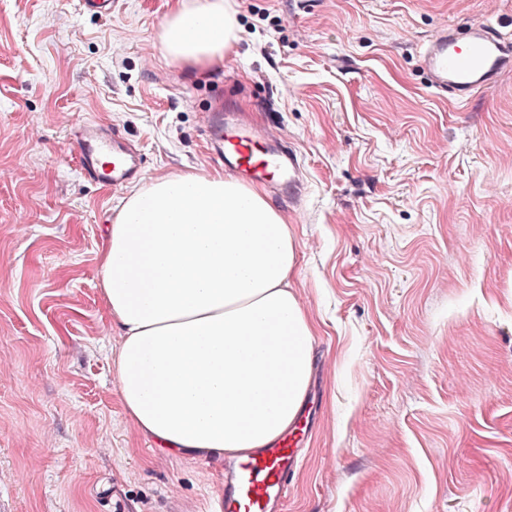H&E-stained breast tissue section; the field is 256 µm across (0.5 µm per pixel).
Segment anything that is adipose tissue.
I'll use <instances>...</instances> for the list:
<instances>
[{
    "label": "adipose tissue",
    "mask_w": 512,
    "mask_h": 512,
    "mask_svg": "<svg viewBox=\"0 0 512 512\" xmlns=\"http://www.w3.org/2000/svg\"><path fill=\"white\" fill-rule=\"evenodd\" d=\"M237 39L230 0H177L160 33L165 59L195 70L223 66ZM98 266L140 435L173 458L244 460L288 433L315 328L288 286V226L261 188L217 171L149 180L106 226Z\"/></svg>",
    "instance_id": "1"
}]
</instances>
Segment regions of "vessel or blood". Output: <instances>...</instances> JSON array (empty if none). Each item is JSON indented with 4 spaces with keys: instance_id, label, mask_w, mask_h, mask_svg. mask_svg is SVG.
<instances>
[{
    "instance_id": "obj_1",
    "label": "vessel or blood",
    "mask_w": 512,
    "mask_h": 512,
    "mask_svg": "<svg viewBox=\"0 0 512 512\" xmlns=\"http://www.w3.org/2000/svg\"><path fill=\"white\" fill-rule=\"evenodd\" d=\"M429 84L458 103L494 84L512 70V44L503 41L485 22L464 29L444 28L421 54ZM224 131V165L246 181H262L282 196L294 199L302 189V169L296 150L283 139L239 121L232 112L217 116ZM81 168L94 181L120 188L143 173V157L116 130L81 121L70 128ZM301 436L292 432L247 461L230 465L221 512H282L290 476L297 464Z\"/></svg>"
}]
</instances>
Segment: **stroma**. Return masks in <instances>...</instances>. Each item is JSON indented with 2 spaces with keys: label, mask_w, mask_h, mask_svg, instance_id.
Listing matches in <instances>:
<instances>
[{
  "label": "stroma",
  "mask_w": 512,
  "mask_h": 512,
  "mask_svg": "<svg viewBox=\"0 0 512 512\" xmlns=\"http://www.w3.org/2000/svg\"><path fill=\"white\" fill-rule=\"evenodd\" d=\"M0 0V512H209L222 464L128 421L97 255L122 192L68 139L140 144L146 178L220 171L214 113L293 144L290 279L315 323L285 512H512V71L469 106L420 53L512 0H234L205 75L168 62L172 0Z\"/></svg>",
  "instance_id": "obj_1"
}]
</instances>
